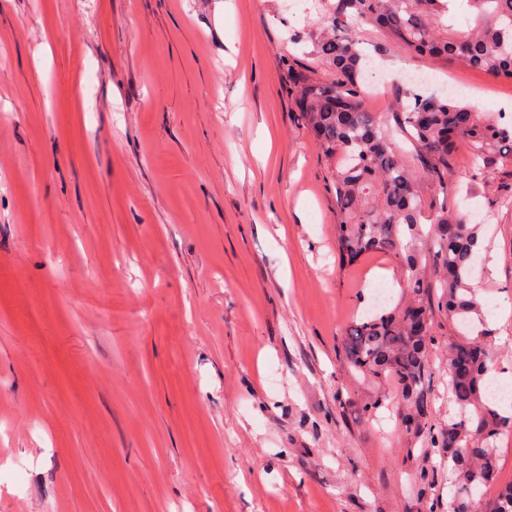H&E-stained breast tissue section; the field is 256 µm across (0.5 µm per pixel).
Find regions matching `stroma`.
<instances>
[{"label":"stroma","instance_id":"obj_1","mask_svg":"<svg viewBox=\"0 0 512 512\" xmlns=\"http://www.w3.org/2000/svg\"><path fill=\"white\" fill-rule=\"evenodd\" d=\"M282 0H0V512H448L427 436L341 356L397 259L342 265L331 163L288 83L315 13ZM364 97L442 95L512 122V81L355 31ZM449 209L479 213L494 374L512 376V141ZM434 424L447 422L436 314ZM431 486L421 489L420 475Z\"/></svg>","mask_w":512,"mask_h":512}]
</instances>
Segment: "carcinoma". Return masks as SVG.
Returning <instances> with one entry per match:
<instances>
[{
	"label": "carcinoma",
	"mask_w": 512,
	"mask_h": 512,
	"mask_svg": "<svg viewBox=\"0 0 512 512\" xmlns=\"http://www.w3.org/2000/svg\"><path fill=\"white\" fill-rule=\"evenodd\" d=\"M312 7L323 23L313 54L331 79L295 72L292 83L302 119L323 154L336 159V247L348 265L376 252L398 258L409 288L407 300L391 311L355 320L345 330L350 366L376 386L364 415L382 406L386 386H395L402 400L400 431L429 434L451 465L455 495L449 512H512V484L489 508L480 505L481 489L497 475L498 441L512 432V417L482 401L492 360L488 331L463 333L448 343L445 375L460 412L447 430L431 422L429 401L435 378L429 353L439 329L435 309L465 327L481 312L470 284L481 249L479 225L448 211L449 157L465 143L472 177L479 176L488 151L512 139V125L450 95L413 90L396 98L390 121L366 111V58L346 35L371 26L407 53L512 80V0H314ZM422 179L443 195L441 204L425 207L418 191Z\"/></svg>",
	"instance_id": "cac0c4a2"
}]
</instances>
